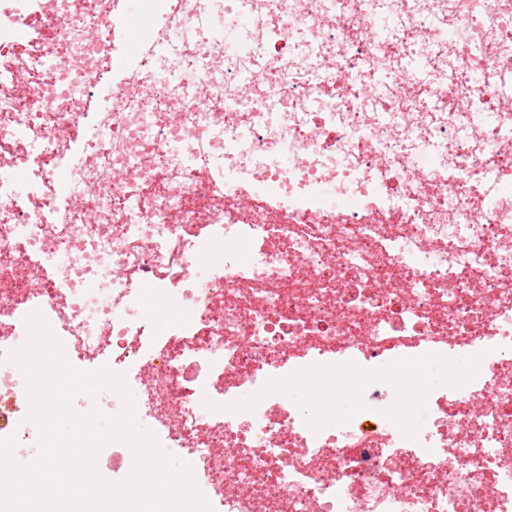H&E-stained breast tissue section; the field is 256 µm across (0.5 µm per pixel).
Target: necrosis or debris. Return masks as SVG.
<instances>
[{"mask_svg":"<svg viewBox=\"0 0 512 512\" xmlns=\"http://www.w3.org/2000/svg\"><path fill=\"white\" fill-rule=\"evenodd\" d=\"M16 2L0 359L40 312L71 366L124 375L213 512H512V0H140L152 52L119 74L114 0ZM429 356L455 380L424 392L404 368ZM309 377L353 413L277 390ZM22 387L0 369L21 447Z\"/></svg>","mask_w":512,"mask_h":512,"instance_id":"1","label":"necrosis or debris"}]
</instances>
